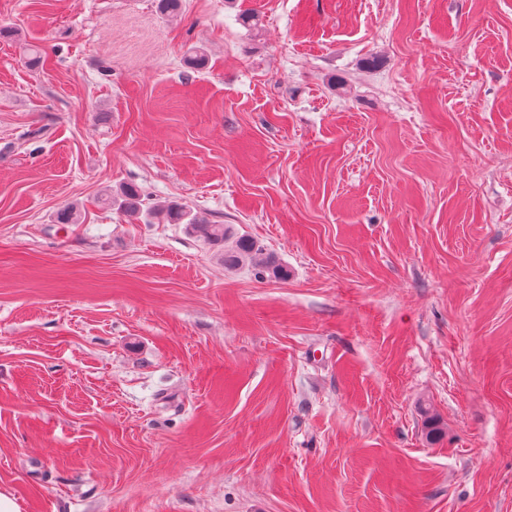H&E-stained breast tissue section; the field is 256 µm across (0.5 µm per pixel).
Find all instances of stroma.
Listing matches in <instances>:
<instances>
[{
	"instance_id": "1",
	"label": "stroma",
	"mask_w": 512,
	"mask_h": 512,
	"mask_svg": "<svg viewBox=\"0 0 512 512\" xmlns=\"http://www.w3.org/2000/svg\"><path fill=\"white\" fill-rule=\"evenodd\" d=\"M3 489L512 512V0H0ZM109 203L117 206V210L128 217L139 218L142 214V199L139 191L135 187H127L117 198L109 199ZM167 221V224H186L192 233L202 238L207 243L217 248L223 249L224 242L230 234L229 227L224 224H215L204 217L192 214L188 206L183 204H169L162 211L156 212L148 209L147 215L151 218L161 215ZM256 244L247 237H238L230 248H224L225 266H234L242 263H249L256 270L258 277L263 278L266 274L274 278H284L286 271L274 264L269 258L256 260L258 254Z\"/></svg>"
}]
</instances>
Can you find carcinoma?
I'll return each instance as SVG.
<instances>
[{"label":"carcinoma","instance_id":"obj_1","mask_svg":"<svg viewBox=\"0 0 512 512\" xmlns=\"http://www.w3.org/2000/svg\"><path fill=\"white\" fill-rule=\"evenodd\" d=\"M109 203L128 217H140L142 214V199L139 191L134 187H128L123 190L120 196L109 200ZM162 217L169 224H184L192 233L202 238L207 243L224 249V265L234 266L242 263H249L256 270L258 277L263 278L267 275L274 278H283L286 271L274 264L270 259L258 260L256 255L258 249L256 244L247 237H238L231 247L224 248V242L230 234L229 227L224 224H217L204 217L191 213L188 206L183 204H169L162 211L157 212L148 209L147 215L152 218L157 215Z\"/></svg>","mask_w":512,"mask_h":512}]
</instances>
